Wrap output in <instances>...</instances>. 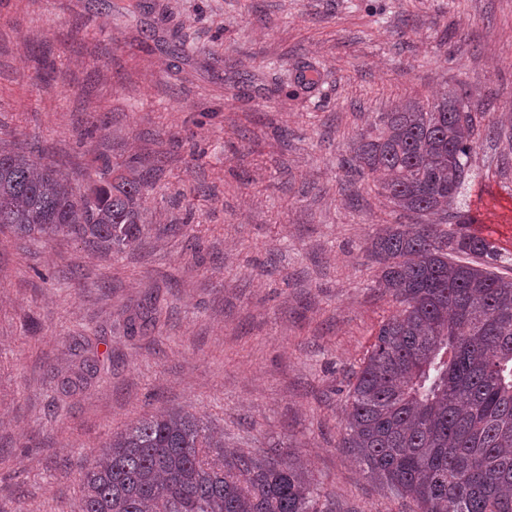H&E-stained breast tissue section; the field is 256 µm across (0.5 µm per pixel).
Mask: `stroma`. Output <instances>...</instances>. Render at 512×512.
Wrapping results in <instances>:
<instances>
[{
	"mask_svg": "<svg viewBox=\"0 0 512 512\" xmlns=\"http://www.w3.org/2000/svg\"><path fill=\"white\" fill-rule=\"evenodd\" d=\"M447 92L481 117L455 208L512 257V0H0V147L145 180L123 251L0 233V512H80L91 456L165 408L300 459L332 512H417L342 446L399 308L369 240L410 221L345 163Z\"/></svg>",
	"mask_w": 512,
	"mask_h": 512,
	"instance_id": "obj_1",
	"label": "stroma"
}]
</instances>
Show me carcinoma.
Wrapping results in <instances>:
<instances>
[{
	"label": "carcinoma",
	"mask_w": 512,
	"mask_h": 512,
	"mask_svg": "<svg viewBox=\"0 0 512 512\" xmlns=\"http://www.w3.org/2000/svg\"><path fill=\"white\" fill-rule=\"evenodd\" d=\"M475 119L443 95L386 112L347 161L377 193L419 218L449 212L472 178ZM142 181L78 193L49 165L0 149V228L65 231L108 251L142 232ZM478 219L390 224L370 241L377 286L401 305L350 384L342 445L360 470L419 512H512V277ZM81 512H328L300 462L249 452L188 412L161 410L112 435L81 478Z\"/></svg>",
	"instance_id": "carcinoma-1"
}]
</instances>
